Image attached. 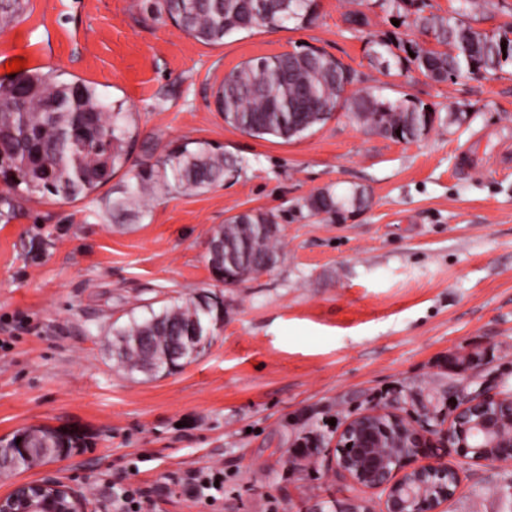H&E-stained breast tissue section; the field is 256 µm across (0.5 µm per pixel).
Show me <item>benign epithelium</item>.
<instances>
[{
    "label": "benign epithelium",
    "mask_w": 512,
    "mask_h": 512,
    "mask_svg": "<svg viewBox=\"0 0 512 512\" xmlns=\"http://www.w3.org/2000/svg\"><path fill=\"white\" fill-rule=\"evenodd\" d=\"M452 418L414 417L398 407L370 408L346 421L336 439L338 468L358 487L385 493L383 512H442L454 490L446 464H418L450 447L463 464L512 462V388L448 392ZM0 512H87L85 498L52 475L0 495Z\"/></svg>",
    "instance_id": "obj_1"
}]
</instances>
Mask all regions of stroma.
<instances>
[{
	"label": "stroma",
	"instance_id": "stroma-1",
	"mask_svg": "<svg viewBox=\"0 0 512 512\" xmlns=\"http://www.w3.org/2000/svg\"><path fill=\"white\" fill-rule=\"evenodd\" d=\"M144 0H28L0 32V78L29 70L80 79L133 114L132 157L159 159L206 141L237 171L194 194L177 191L116 210L131 178L116 173L87 197L28 200L0 183V437L30 427L79 429L91 447L0 477V494L54 473L105 512L113 488L150 492L157 512H328L384 496L336 468L345 422L404 403L448 413V388L512 386V67L488 79L439 84L399 64L383 68L369 42L414 38L411 15L351 0H319L309 26L239 32L206 45ZM307 46L350 66L349 93L409 99L436 113L418 140L365 131L347 103L305 138H255L224 121L225 73L259 56ZM456 121H449V114ZM363 191L361 209L311 215L322 190ZM279 224L281 261L246 282L211 275L208 243L237 213ZM208 292L224 320L195 361L172 375L128 376L108 334L132 309ZM480 354L458 373L455 360ZM324 440L300 457L299 444ZM224 472L215 505L189 499L176 479ZM445 512H512V463L469 466Z\"/></svg>",
	"mask_w": 512,
	"mask_h": 512
}]
</instances>
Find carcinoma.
Here are the masks:
<instances>
[{"label":"carcinoma","instance_id":"1","mask_svg":"<svg viewBox=\"0 0 512 512\" xmlns=\"http://www.w3.org/2000/svg\"><path fill=\"white\" fill-rule=\"evenodd\" d=\"M387 13H413L412 24L434 45L413 40L380 39L376 55L404 53L401 60L437 83L473 79L480 73L512 65V25L495 30L476 29L460 19L475 6L487 9L492 0H457L445 16L424 14L417 0H374ZM316 0H152L153 19L172 20L203 44H221L224 37L243 30L280 28L292 22L310 25L317 17ZM23 0H0V29L23 14ZM0 78V129L12 136L0 138V154L18 171L28 170L38 154L52 172L50 185L33 177L9 183L30 197L55 196L76 200L106 184L129 161L133 138L132 113L121 103H107L89 84L59 81L39 71ZM353 81L350 67L316 47L304 58L283 52L242 63L224 76L216 97L224 122L257 138L285 142L299 139L325 122ZM353 117L362 126L386 138L410 142L434 123L435 113L411 100H385L370 93L348 98ZM237 160L208 142L198 141L154 164L141 166L134 185L112 207L140 202L144 191L177 190L197 193L224 180ZM363 192L341 197L320 191L304 200L314 214L340 217L347 206L363 205ZM279 263V228L261 212L230 217L218 226L209 243L208 263L224 285L242 283L259 272L265 261ZM224 318L223 301L200 295L189 301L169 302L144 315L130 312L125 323H112V360L130 375L172 374L202 354L196 337L215 333ZM89 445L76 429L49 426L25 428L0 442V470L24 471L69 456Z\"/></svg>","mask_w":512,"mask_h":512}]
</instances>
